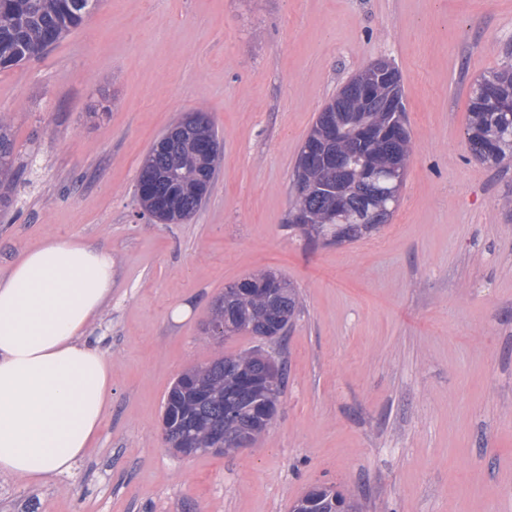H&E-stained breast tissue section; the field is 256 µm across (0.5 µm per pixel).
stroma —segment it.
<instances>
[{
    "mask_svg": "<svg viewBox=\"0 0 512 512\" xmlns=\"http://www.w3.org/2000/svg\"><path fill=\"white\" fill-rule=\"evenodd\" d=\"M381 58L412 139L394 213L305 250L288 229L301 147ZM510 60L512 0H100L1 70L17 178L0 274L47 239L111 250L112 408L72 473L0 475V512H292L322 484L360 512H512V160L481 164L465 135L472 85ZM197 108L221 146L210 193L186 223L149 222L139 169ZM264 270L301 302L277 415L253 447L176 455L167 391L256 346H214L200 326L225 287Z\"/></svg>",
    "mask_w": 512,
    "mask_h": 512,
    "instance_id": "35a3bbf8",
    "label": "stroma"
}]
</instances>
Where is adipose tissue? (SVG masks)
<instances>
[{
    "mask_svg": "<svg viewBox=\"0 0 512 512\" xmlns=\"http://www.w3.org/2000/svg\"><path fill=\"white\" fill-rule=\"evenodd\" d=\"M112 253L47 240L0 276V475L43 486L72 472L112 406V360L95 328Z\"/></svg>",
    "mask_w": 512,
    "mask_h": 512,
    "instance_id": "obj_1",
    "label": "adipose tissue"
}]
</instances>
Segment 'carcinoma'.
Here are the masks:
<instances>
[{
  "label": "carcinoma",
  "mask_w": 512,
  "mask_h": 512,
  "mask_svg": "<svg viewBox=\"0 0 512 512\" xmlns=\"http://www.w3.org/2000/svg\"><path fill=\"white\" fill-rule=\"evenodd\" d=\"M99 0H0V70L38 56L78 28L98 8ZM367 79L361 71L342 95L319 112L304 146L321 153L332 142L331 157L341 160L336 173L308 164L298 156L292 210L304 217L290 224L310 249L357 240L388 223L393 210L385 173L394 160H408L410 133L405 126L401 78L396 68L375 85L371 105L351 89ZM512 99V63L476 80L469 98L466 139L472 155L498 166L512 158V110L496 105ZM194 119L181 118L152 145L142 166L136 194L143 213L157 224H182L200 209L213 184L220 141L202 110ZM366 130L374 132L362 140ZM15 144L7 114L0 112V188L14 181ZM299 306L296 289L282 275L267 271L224 289L212 307L209 323L222 322L231 335L269 336L280 343L292 326ZM288 381L286 363L266 366L261 349L251 348L182 373L168 392L163 419L168 443L192 455L213 445L224 430L221 451H238V433L258 443L277 414ZM292 512H359L346 490L318 485L307 490Z\"/></svg>",
  "instance_id": "carcinoma-1"
}]
</instances>
